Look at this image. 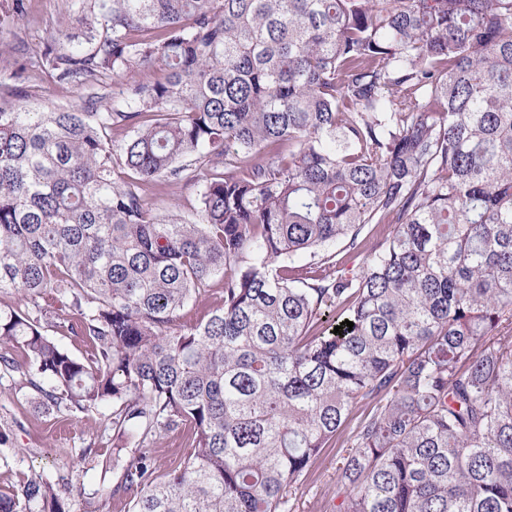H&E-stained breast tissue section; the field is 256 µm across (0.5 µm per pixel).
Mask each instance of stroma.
Wrapping results in <instances>:
<instances>
[{"mask_svg": "<svg viewBox=\"0 0 512 512\" xmlns=\"http://www.w3.org/2000/svg\"><path fill=\"white\" fill-rule=\"evenodd\" d=\"M82 0H26L24 18L11 12L10 0H0V91L17 87L19 106H54L78 103L80 89L60 84L49 73L34 68L51 35L67 25L72 38H82L85 23ZM29 63L22 78L19 64ZM0 427L11 428L10 440L0 446V487L17 483L30 473L61 479L74 493L88 497L116 482L120 462L112 456V407L71 416L35 407L28 390L0 386ZM98 444L97 456H84L89 441ZM340 447L328 448L312 467L305 482L288 495L289 512H326L336 481Z\"/></svg>", "mask_w": 512, "mask_h": 512, "instance_id": "35a3bbf8", "label": "stroma"}]
</instances>
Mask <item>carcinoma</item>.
I'll list each match as a JSON object with an SVG mask.
<instances>
[{"label": "carcinoma", "mask_w": 512, "mask_h": 512, "mask_svg": "<svg viewBox=\"0 0 512 512\" xmlns=\"http://www.w3.org/2000/svg\"><path fill=\"white\" fill-rule=\"evenodd\" d=\"M89 12L36 62L81 104L0 101V291L25 301L0 309V378L73 416L112 403L127 456L93 497L32 474L0 512L135 487L128 512H288L337 442L329 512H512V0ZM182 182L194 219L156 213ZM217 276L223 303L180 324ZM47 334L75 357L81 358L90 350L89 343L81 336H75L70 333L66 327H48ZM188 450L189 438L186 432L170 434L160 440L153 452L159 473L178 470Z\"/></svg>", "instance_id": "cac0c4a2"}]
</instances>
